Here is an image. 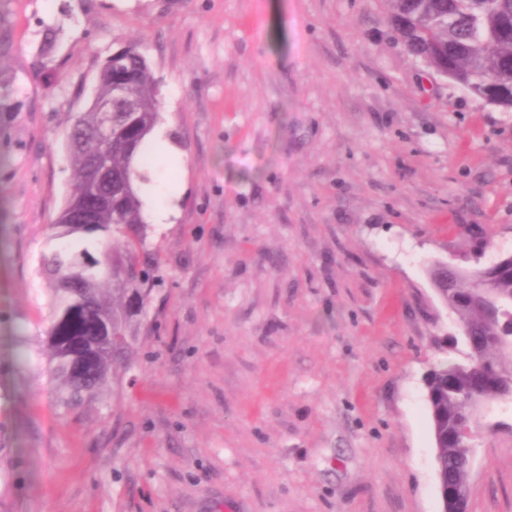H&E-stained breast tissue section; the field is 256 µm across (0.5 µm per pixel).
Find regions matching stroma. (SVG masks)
I'll return each instance as SVG.
<instances>
[{"label":"stroma","instance_id":"35a3bbf8","mask_svg":"<svg viewBox=\"0 0 512 512\" xmlns=\"http://www.w3.org/2000/svg\"><path fill=\"white\" fill-rule=\"evenodd\" d=\"M389 12L0 0V512H441L424 378L463 350L428 269L512 254V112L409 54ZM130 43L188 192L146 227L163 281L119 391L66 408L41 265L66 131ZM472 444L470 512H512L511 400Z\"/></svg>","mask_w":512,"mask_h":512}]
</instances>
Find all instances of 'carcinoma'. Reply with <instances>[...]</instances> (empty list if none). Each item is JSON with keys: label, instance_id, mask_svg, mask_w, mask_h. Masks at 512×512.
Instances as JSON below:
<instances>
[{"label": "carcinoma", "instance_id": "cac0c4a2", "mask_svg": "<svg viewBox=\"0 0 512 512\" xmlns=\"http://www.w3.org/2000/svg\"><path fill=\"white\" fill-rule=\"evenodd\" d=\"M389 21L408 52L427 67L446 71L451 82L507 111L512 109V0H391ZM124 49L126 102L135 110L137 125L128 128L125 113L112 114L113 129L118 131L112 142V199L95 218L98 237L110 236L114 245L105 247L98 256L91 254L80 243L88 231L60 216L58 238L75 236L79 241L55 249L43 263V273L54 291L55 311L71 305L70 285L76 281L93 299L91 313L112 316V325L123 338L112 350V359L98 361L99 382H77L66 349L61 344H49L53 373L60 382L57 399L64 406L81 404L109 383L120 384L117 366L126 360L136 340L146 312L148 285L155 277L156 267L142 259L146 235L136 164L150 155L148 138L161 119V102L140 46L128 44ZM111 95V77L103 67L94 99ZM97 125V113L89 107L75 115L66 133L74 181L67 206L83 197L92 176V136ZM481 274L480 268L462 269L445 289L448 305L459 315L461 325V337L455 336L453 341L463 344L465 353L460 362L433 367L426 379L441 488L468 485L470 467L458 440L465 420L458 403L460 393L478 391L480 404L512 397V376L504 374L491 354L493 349L512 350V272L500 274L495 299L470 304L466 297L478 286ZM109 282L112 301L106 302L100 290ZM88 319L85 313L76 316L64 335H90Z\"/></svg>", "mask_w": 512, "mask_h": 512}]
</instances>
